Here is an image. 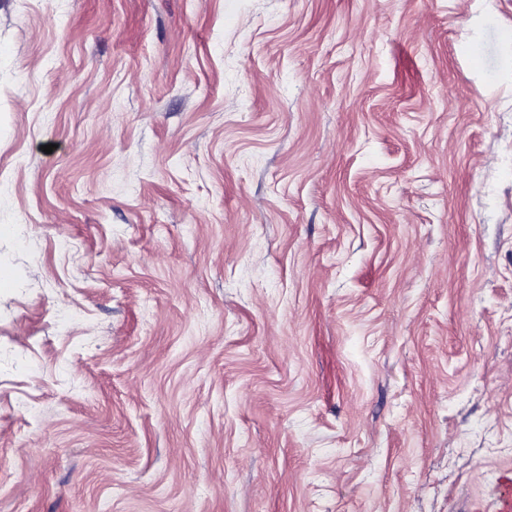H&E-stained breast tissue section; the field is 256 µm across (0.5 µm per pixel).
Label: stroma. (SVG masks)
I'll return each mask as SVG.
<instances>
[{"label":"stroma","mask_w":512,"mask_h":512,"mask_svg":"<svg viewBox=\"0 0 512 512\" xmlns=\"http://www.w3.org/2000/svg\"><path fill=\"white\" fill-rule=\"evenodd\" d=\"M509 472L512 0H0V512Z\"/></svg>","instance_id":"obj_1"}]
</instances>
